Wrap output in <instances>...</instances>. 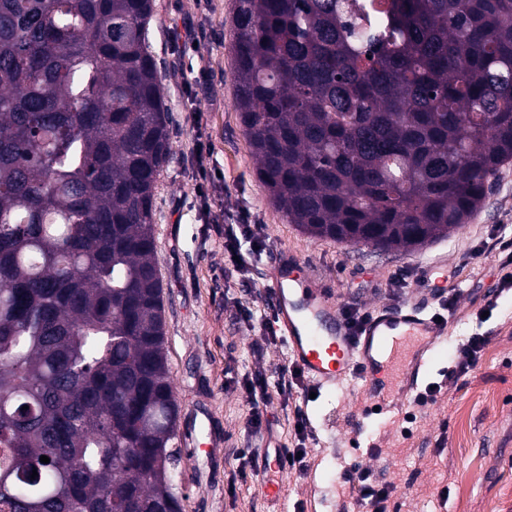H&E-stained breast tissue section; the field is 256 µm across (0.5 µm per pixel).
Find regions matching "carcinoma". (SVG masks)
Segmentation results:
<instances>
[{
	"mask_svg": "<svg viewBox=\"0 0 512 512\" xmlns=\"http://www.w3.org/2000/svg\"><path fill=\"white\" fill-rule=\"evenodd\" d=\"M152 14L0 0V512H182ZM230 50L258 178L312 237L435 242L512 161V0H235Z\"/></svg>",
	"mask_w": 512,
	"mask_h": 512,
	"instance_id": "cac0c4a2",
	"label": "carcinoma"
}]
</instances>
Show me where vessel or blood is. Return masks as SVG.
Instances as JSON below:
<instances>
[{"label": "vessel or blood", "instance_id": "vessel-or-blood-1", "mask_svg": "<svg viewBox=\"0 0 512 512\" xmlns=\"http://www.w3.org/2000/svg\"><path fill=\"white\" fill-rule=\"evenodd\" d=\"M267 278L274 302L276 328L288 339L292 361L319 389L354 377L371 406L398 409L402 398L418 387L425 353L448 333L447 322L421 307H375L357 334H350L341 303L313 279L301 258L276 253ZM267 461L277 477L265 481L264 491L279 501L278 476L287 463L270 453Z\"/></svg>", "mask_w": 512, "mask_h": 512}]
</instances>
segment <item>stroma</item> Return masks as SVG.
Listing matches in <instances>:
<instances>
[{"label":"stroma","mask_w":512,"mask_h":512,"mask_svg":"<svg viewBox=\"0 0 512 512\" xmlns=\"http://www.w3.org/2000/svg\"><path fill=\"white\" fill-rule=\"evenodd\" d=\"M234 8L235 0H154L149 26L170 111L172 155L156 188L154 235L179 407L182 512H349L342 473L351 466L394 485L390 512H512V494L504 492L512 487V293L499 294L490 317L477 320L484 294L501 275L496 237L512 235V163L492 179L480 211L448 238L383 252L310 237L289 223L257 177L235 107ZM187 19L204 33L200 46L173 36ZM198 140L210 146L200 168L187 159ZM209 210L227 224L262 225L267 244L252 254L245 276L225 274L224 247L204 220ZM478 247L483 253L477 258ZM282 249L297 253L342 303L367 310L431 307L417 280L431 266L456 270L461 292L424 382L442 381L451 356L470 336L480 332L488 341L478 364L421 411L407 398L402 410L362 415L353 378L317 391L306 406L315 428L306 443L313 466L304 475L288 471L275 504L260 478L240 479L237 454L291 447L294 409L272 397L261 426H253L242 385L258 370L277 380L289 363L288 348L280 339L254 357L259 331L234 314L244 296L256 309L268 308L265 272ZM398 274L409 277V288L391 287ZM408 411L417 420L405 434L400 422Z\"/></svg>","instance_id":"35a3bbf8"}]
</instances>
